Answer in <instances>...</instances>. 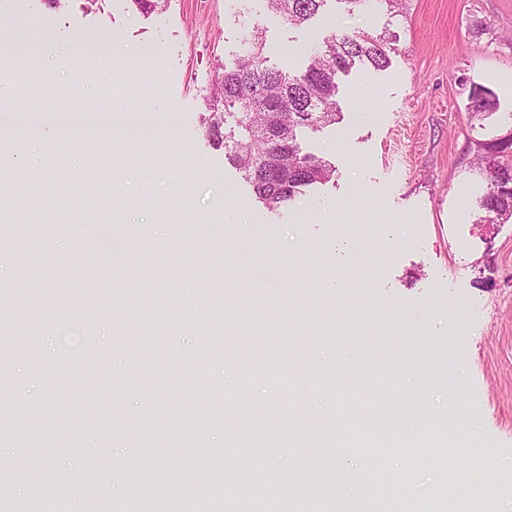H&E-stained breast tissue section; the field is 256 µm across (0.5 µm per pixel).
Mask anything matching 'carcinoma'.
I'll list each match as a JSON object with an SVG mask.
<instances>
[{"label":"carcinoma","instance_id":"cac0c4a2","mask_svg":"<svg viewBox=\"0 0 512 512\" xmlns=\"http://www.w3.org/2000/svg\"><path fill=\"white\" fill-rule=\"evenodd\" d=\"M348 11L378 4L397 16L405 15L409 0H264L266 9L290 25L300 26L328 2ZM388 38L364 32L334 34L308 59L301 72L269 67L263 56L260 33L244 41L230 64L218 65L216 83L201 121L210 140L224 147V157L252 188L255 200L269 213H278L305 187L329 182L335 172L330 163L304 153L298 135L319 130L339 120L337 80L356 63L375 70L388 66ZM471 121L491 118L498 110L493 91L474 85L468 96ZM508 131L476 142L475 165L488 182L478 207L488 224L512 218V113ZM23 356L35 358L33 346L22 342L0 344V362Z\"/></svg>","mask_w":512,"mask_h":512}]
</instances>
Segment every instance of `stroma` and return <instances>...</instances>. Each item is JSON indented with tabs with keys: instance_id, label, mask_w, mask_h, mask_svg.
I'll return each mask as SVG.
<instances>
[{
	"instance_id": "obj_1",
	"label": "stroma",
	"mask_w": 512,
	"mask_h": 512,
	"mask_svg": "<svg viewBox=\"0 0 512 512\" xmlns=\"http://www.w3.org/2000/svg\"><path fill=\"white\" fill-rule=\"evenodd\" d=\"M29 20L62 53L32 76L26 103L56 79L87 108L108 103L112 170L98 179L109 193L91 200L82 175L98 137L0 133L36 147L45 171L40 208L0 228V342L39 353L0 365V412L31 415L0 435L12 503L142 512L161 490L178 512L203 487L197 512H256L275 498L268 473L303 488L298 512H386L397 493L430 512H512V220L485 223L475 206L487 185L467 109L479 84L512 113V0H410L403 18L351 15L329 0L305 26L263 0H165L149 14L132 0H0L16 47L33 43ZM256 29L268 66L293 72L333 34L392 39L388 67L342 76L339 120L302 140L334 165L333 179L277 215L199 120L218 65ZM105 33L125 52L109 88L92 57ZM150 48L162 51L163 88L144 112L130 71ZM138 127L164 137L133 146L124 133ZM203 318L246 359L274 340L267 364L199 362ZM73 324L79 341L59 352L57 335ZM298 334L306 379L290 358ZM158 340L171 359L153 356ZM101 354L103 380L83 382ZM369 402L373 425L355 424ZM453 415L462 424L450 432ZM410 448L458 449L482 492L441 457L409 466ZM101 453L112 466L96 473ZM354 464L377 477L349 499L336 473Z\"/></svg>"
}]
</instances>
